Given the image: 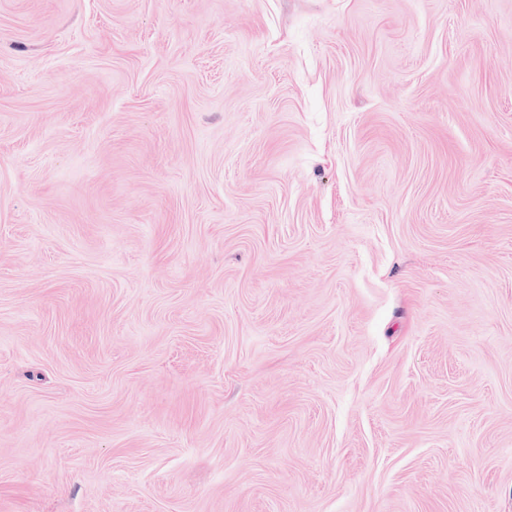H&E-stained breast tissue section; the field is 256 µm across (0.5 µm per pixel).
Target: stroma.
<instances>
[{
    "label": "stroma",
    "instance_id": "stroma-1",
    "mask_svg": "<svg viewBox=\"0 0 512 512\" xmlns=\"http://www.w3.org/2000/svg\"><path fill=\"white\" fill-rule=\"evenodd\" d=\"M0 512H512V0H0Z\"/></svg>",
    "mask_w": 512,
    "mask_h": 512
}]
</instances>
